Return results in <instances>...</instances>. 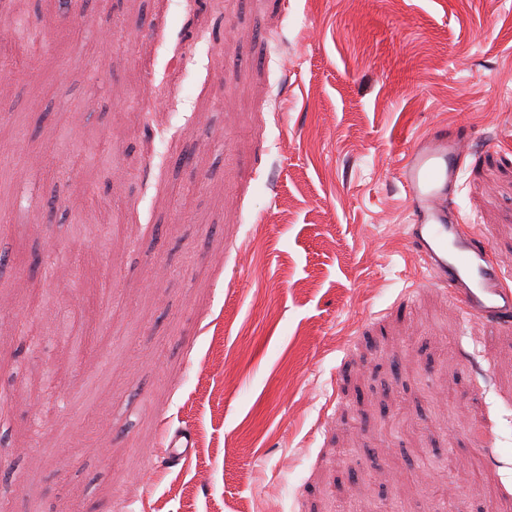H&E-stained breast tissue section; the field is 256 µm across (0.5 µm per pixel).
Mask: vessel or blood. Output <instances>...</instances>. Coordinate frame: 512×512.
Instances as JSON below:
<instances>
[{
  "mask_svg": "<svg viewBox=\"0 0 512 512\" xmlns=\"http://www.w3.org/2000/svg\"><path fill=\"white\" fill-rule=\"evenodd\" d=\"M469 134L461 126H436L404 152L397 178L409 204L406 237L426 266L427 282L444 286L465 314L512 320V286L491 256L484 232L464 224L452 206Z\"/></svg>",
  "mask_w": 512,
  "mask_h": 512,
  "instance_id": "vessel-or-blood-1",
  "label": "vessel or blood"
}]
</instances>
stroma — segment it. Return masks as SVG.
<instances>
[{
  "mask_svg": "<svg viewBox=\"0 0 512 512\" xmlns=\"http://www.w3.org/2000/svg\"><path fill=\"white\" fill-rule=\"evenodd\" d=\"M23 8L0 171L45 205L0 230L42 260L22 290L0 270V512H512V324L424 286L396 178L468 126L455 204L512 284V0ZM164 417L192 433L175 466Z\"/></svg>",
  "mask_w": 512,
  "mask_h": 512,
  "instance_id": "1",
  "label": "stroma"
}]
</instances>
